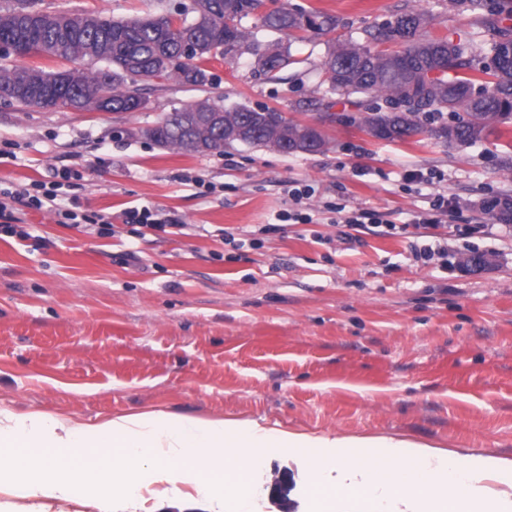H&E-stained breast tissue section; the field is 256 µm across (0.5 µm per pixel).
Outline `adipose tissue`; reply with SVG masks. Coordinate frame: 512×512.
I'll list each match as a JSON object with an SVG mask.
<instances>
[{"label": "adipose tissue", "mask_w": 512, "mask_h": 512, "mask_svg": "<svg viewBox=\"0 0 512 512\" xmlns=\"http://www.w3.org/2000/svg\"><path fill=\"white\" fill-rule=\"evenodd\" d=\"M284 452L308 459L312 512H512V459L253 420L141 413L89 424L0 411V492L88 499L99 512L134 505L153 484L173 498L193 488L207 512H255V474Z\"/></svg>", "instance_id": "1"}]
</instances>
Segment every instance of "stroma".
Returning <instances> with one entry per match:
<instances>
[{"instance_id": "35a3bbf8", "label": "stroma", "mask_w": 512, "mask_h": 512, "mask_svg": "<svg viewBox=\"0 0 512 512\" xmlns=\"http://www.w3.org/2000/svg\"><path fill=\"white\" fill-rule=\"evenodd\" d=\"M33 9L134 19L176 16L192 0H28ZM335 15L340 25L294 44L270 79L251 55L213 60L212 84L140 83L136 112H59L0 97V188L50 183L70 170L63 206L78 225L17 203L30 239L0 231V410L96 423L161 411L247 419L328 436L405 437L512 459V223L482 199L512 197V125L451 147L426 137L388 143L326 124L327 152L243 144L181 154L137 136L201 99L318 118L320 65L333 39L377 31L411 7L429 34L512 36V0L486 16L469 0H267ZM311 186L295 204L290 192ZM452 210L448 252L423 263L413 217L435 195ZM300 206L313 221L278 226ZM160 209L174 233L133 237L130 209ZM369 209L392 235H344L341 211ZM112 232H103L101 217ZM233 234L234 243L221 233ZM260 247H252V240ZM484 255L478 270L464 268ZM303 457L257 473V512H310Z\"/></svg>"}]
</instances>
